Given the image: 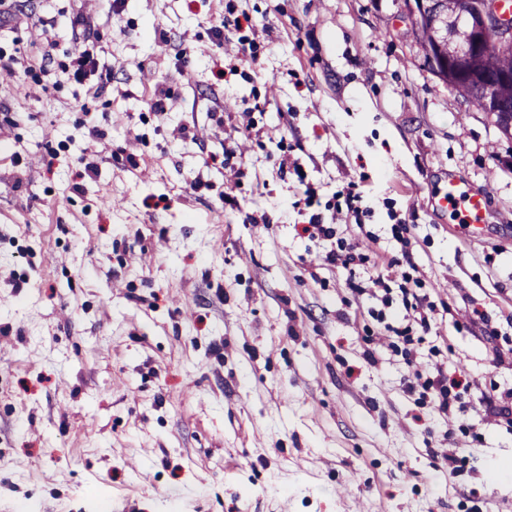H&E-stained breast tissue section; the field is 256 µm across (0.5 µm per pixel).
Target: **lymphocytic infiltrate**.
I'll return each mask as SVG.
<instances>
[{"mask_svg":"<svg viewBox=\"0 0 512 512\" xmlns=\"http://www.w3.org/2000/svg\"><path fill=\"white\" fill-rule=\"evenodd\" d=\"M41 38L35 51L27 61H20L15 54L0 49V69L21 71V73L42 74L52 60L51 52L56 46L53 37V22L51 19H40ZM59 70L74 81L85 85L87 91L99 94L104 88V75L100 72L93 53L85 48L74 49L67 60L58 65ZM311 236L335 240L336 246L326 253L324 261L327 265L350 268L353 266L370 265L369 254L357 251L354 245L338 240L336 230L326 224L321 215H313L306 228ZM413 262L399 265L394 283H387L383 276H373L369 279L367 294L380 301L382 308L376 311V321H383L384 308L390 307L393 301H400L404 314L392 333L386 338V346L392 352L400 355L405 364L410 367L405 383L408 394L419 396L420 399L431 400L440 415L446 418L459 419V431H466L467 426L461 421L467 411L484 412L488 420L496 425L512 430V388L484 389L476 381L460 383L451 378L442 363H435L428 371H421L412 365L414 349L422 344V331L428 330L430 316L435 311L434 302L422 294V282L414 277Z\"/></svg>","mask_w":512,"mask_h":512,"instance_id":"obj_1","label":"lymphocytic infiltrate"}]
</instances>
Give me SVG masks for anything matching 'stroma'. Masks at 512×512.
Returning <instances> with one entry per match:
<instances>
[{"label":"stroma","instance_id":"obj_1","mask_svg":"<svg viewBox=\"0 0 512 512\" xmlns=\"http://www.w3.org/2000/svg\"><path fill=\"white\" fill-rule=\"evenodd\" d=\"M228 10L255 21L256 58L227 45L219 79L197 47ZM404 14V0L0 14V46L27 56L50 17L57 55L86 46L110 75L98 98L58 71L0 84V512H512V432L468 412L466 468L436 467L449 422L405 392L373 300L351 290L369 269L321 262L341 238L387 273L407 224L437 305L415 365L447 340L449 372L512 387L472 319L512 338V139L425 67ZM171 73L169 110L150 111ZM88 164L98 177L80 182ZM452 176L489 192L483 239L432 204ZM351 182L364 211L337 216ZM315 212L336 240L303 234Z\"/></svg>","mask_w":512,"mask_h":512}]
</instances>
